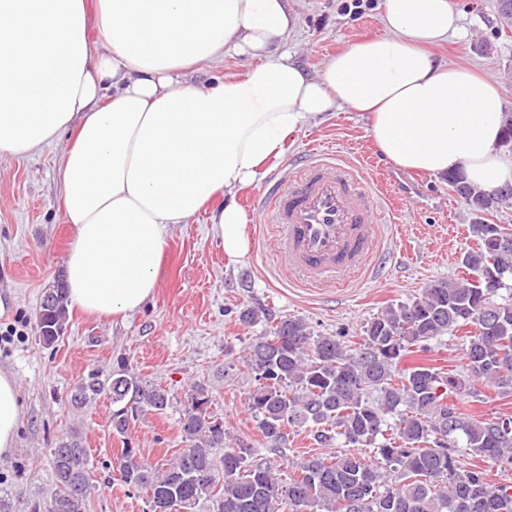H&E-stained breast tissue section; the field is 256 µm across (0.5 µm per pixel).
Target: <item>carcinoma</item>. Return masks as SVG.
<instances>
[{
	"instance_id": "1",
	"label": "carcinoma",
	"mask_w": 512,
	"mask_h": 512,
	"mask_svg": "<svg viewBox=\"0 0 512 512\" xmlns=\"http://www.w3.org/2000/svg\"><path fill=\"white\" fill-rule=\"evenodd\" d=\"M452 190L476 213H492L512 195L498 196L447 177ZM477 248L466 252L468 277L435 280L420 297L388 305L363 326L361 340L315 336L295 316H282L246 348L243 365L256 388L248 407L270 448H283L288 429L311 427L314 440L330 449L293 464L294 475L253 461L249 446L224 445V423L208 412L204 386L192 387L180 429L186 448L169 463H144L123 441L119 481L149 499L151 509L197 512H512V480L490 479L488 470L463 466L474 455L512 467V417L478 420L459 411L457 398L483 380L512 395V265L501 268V246L512 244L511 224L472 225ZM496 305L490 322L481 318ZM244 305L238 321H261ZM68 321L67 295L56 281L37 311L39 340L50 346ZM446 334L460 336L466 369L448 375L423 364L400 367L411 353H426ZM106 395L112 431L124 437L131 421L171 406L163 386L131 374L120 358L110 378L92 372L70 392L79 411ZM395 422H389V419ZM382 443H377L378 437ZM339 450H333L336 445ZM377 445L366 459L364 446ZM54 489L33 512H88L91 484L87 448L77 431L49 449Z\"/></svg>"
}]
</instances>
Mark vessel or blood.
I'll use <instances>...</instances> for the list:
<instances>
[{
  "instance_id": "b4317fda",
  "label": "vessel or blood",
  "mask_w": 512,
  "mask_h": 512,
  "mask_svg": "<svg viewBox=\"0 0 512 512\" xmlns=\"http://www.w3.org/2000/svg\"><path fill=\"white\" fill-rule=\"evenodd\" d=\"M372 186L363 169L331 153L312 154L297 174L271 184L264 221L277 229L275 256L291 279L324 288L363 272L379 276L380 224L394 208Z\"/></svg>"
}]
</instances>
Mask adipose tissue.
<instances>
[{
	"label": "adipose tissue",
	"mask_w": 512,
	"mask_h": 512,
	"mask_svg": "<svg viewBox=\"0 0 512 512\" xmlns=\"http://www.w3.org/2000/svg\"><path fill=\"white\" fill-rule=\"evenodd\" d=\"M380 10L384 35L313 76L272 52L295 25L288 0H97L92 15L85 0H0V157L72 135L58 163L74 229L70 306L141 310L174 227L207 205L225 253L244 255L246 216L225 192L253 185L288 136L338 107L366 113L377 152L399 168L457 172L484 190L512 183L499 85L432 52L459 28L450 0H382ZM234 46L256 64L216 85L187 80ZM21 421L18 382L0 370V455Z\"/></svg>",
	"instance_id": "adipose-tissue-1"
}]
</instances>
